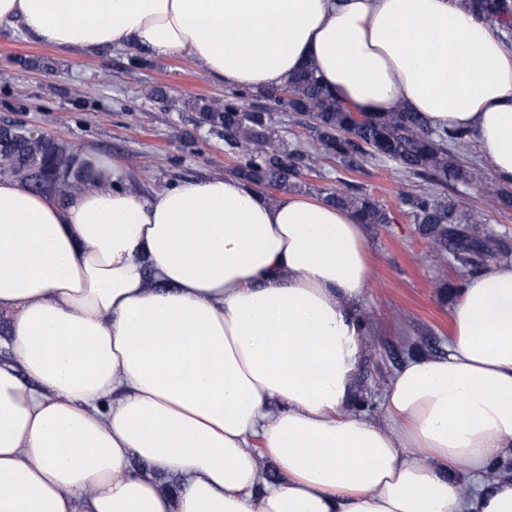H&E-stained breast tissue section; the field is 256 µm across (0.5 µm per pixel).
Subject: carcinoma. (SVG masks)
Segmentation results:
<instances>
[{
    "mask_svg": "<svg viewBox=\"0 0 512 512\" xmlns=\"http://www.w3.org/2000/svg\"><path fill=\"white\" fill-rule=\"evenodd\" d=\"M481 21L496 24L512 36L509 0H464ZM271 106L289 113L293 121H306L312 129V148L331 155L349 168L369 160H387L406 174L422 179L429 188L412 185L399 193L414 223L429 240L434 261L453 265L464 274L486 263L509 257V251L471 225L483 215L468 211L441 192L450 182L487 183L485 171L462 162L458 149L463 133L427 128L414 112H353L323 85L308 65L283 86L266 94ZM197 121L219 134L236 158L234 172L253 185L288 192L299 185L307 156L289 152L269 127L271 113L248 109L234 93L224 100L200 97L192 103ZM75 154L63 142L44 135H29L22 128L0 125V176L10 177L39 192L62 195L80 186L74 169ZM327 201L352 210L365 224H389L387 210L365 193L331 192Z\"/></svg>",
    "mask_w": 512,
    "mask_h": 512,
    "instance_id": "cac0c4a2",
    "label": "carcinoma"
}]
</instances>
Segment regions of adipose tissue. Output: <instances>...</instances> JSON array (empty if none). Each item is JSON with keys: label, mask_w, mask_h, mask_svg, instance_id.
Returning <instances> with one entry per match:
<instances>
[{"label": "adipose tissue", "mask_w": 512, "mask_h": 512, "mask_svg": "<svg viewBox=\"0 0 512 512\" xmlns=\"http://www.w3.org/2000/svg\"><path fill=\"white\" fill-rule=\"evenodd\" d=\"M17 23L64 50L182 54L235 88L309 62L354 111L466 133L512 186V46L462 0H0ZM77 167L66 197L0 177V512H512V473L490 474L512 455V260L462 280L447 355L406 362L363 418L353 212Z\"/></svg>", "instance_id": "ef3b65f1"}]
</instances>
